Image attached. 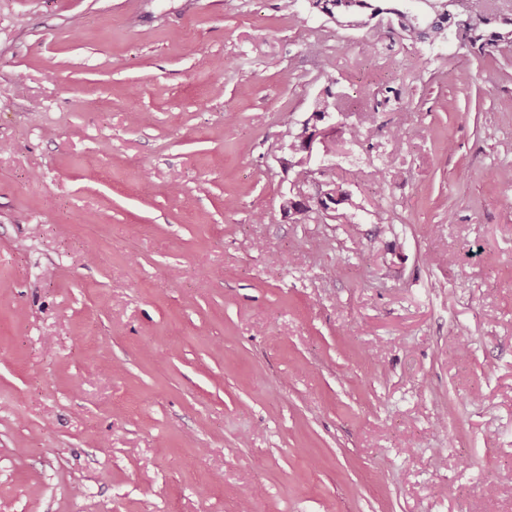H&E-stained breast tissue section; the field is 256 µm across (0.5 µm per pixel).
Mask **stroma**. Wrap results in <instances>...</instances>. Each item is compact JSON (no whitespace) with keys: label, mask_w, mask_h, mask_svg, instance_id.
Segmentation results:
<instances>
[{"label":"stroma","mask_w":512,"mask_h":512,"mask_svg":"<svg viewBox=\"0 0 512 512\" xmlns=\"http://www.w3.org/2000/svg\"><path fill=\"white\" fill-rule=\"evenodd\" d=\"M395 25L0 0V512H512V49ZM329 108L328 102L324 101H318L317 103V110L315 112L311 113V116L305 121L303 133L299 137L300 143L307 147V152L311 151L312 153V160H313V143L317 140L319 136H324L325 133L332 128L335 127V122H333V115L331 112H327ZM312 121V124L310 126V122ZM318 123L322 124V128H318ZM298 139H290L288 138V150L290 154V158L288 160V167L289 168H299V170L296 171V177L301 178L305 177L308 174L309 171V163L310 160L306 156V152L304 148H299L297 150L292 149L293 144H299Z\"/></svg>","instance_id":"1"}]
</instances>
